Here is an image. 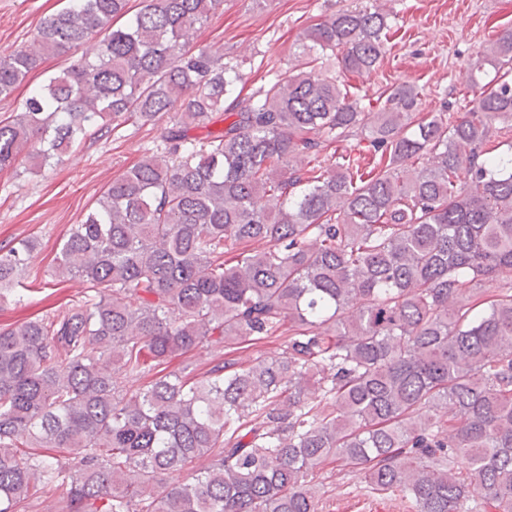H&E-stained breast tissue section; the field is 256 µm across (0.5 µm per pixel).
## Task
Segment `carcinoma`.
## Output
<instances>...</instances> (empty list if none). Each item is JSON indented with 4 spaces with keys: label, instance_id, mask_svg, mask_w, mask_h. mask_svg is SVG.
<instances>
[{
    "label": "carcinoma",
    "instance_id": "carcinoma-1",
    "mask_svg": "<svg viewBox=\"0 0 512 512\" xmlns=\"http://www.w3.org/2000/svg\"><path fill=\"white\" fill-rule=\"evenodd\" d=\"M129 3L68 0L0 57L2 100L80 54L0 119L1 170L165 124L60 246L51 277L81 295L0 324V512L59 488L67 512H321L329 460L416 512H512V29L466 111L423 115L403 82L372 112L344 76L386 54L377 0L304 29L246 98L239 63L189 42L222 0ZM358 135L362 158L339 151ZM37 248L0 246L18 303ZM65 59L66 58L50 57L46 59L36 71L31 72L25 82L16 89L10 98L0 100V117H6L10 115L11 112H16L18 106L35 87L42 84L48 76L68 65L70 60ZM224 357V347H209L194 351L186 356L174 359L169 369L191 368L192 375H199L207 368V364L215 358Z\"/></svg>",
    "mask_w": 512,
    "mask_h": 512
}]
</instances>
